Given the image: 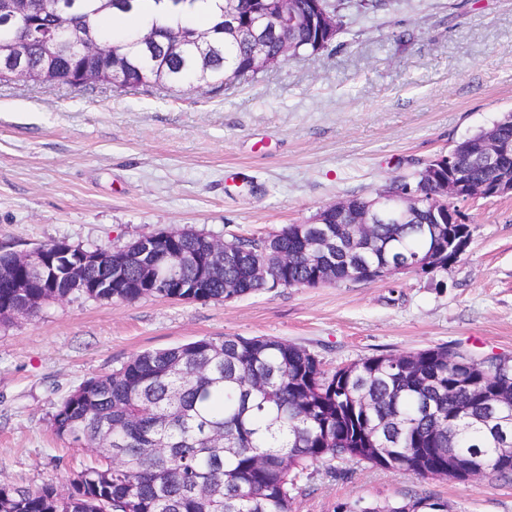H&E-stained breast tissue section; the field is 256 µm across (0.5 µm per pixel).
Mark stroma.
<instances>
[{"mask_svg":"<svg viewBox=\"0 0 512 512\" xmlns=\"http://www.w3.org/2000/svg\"><path fill=\"white\" fill-rule=\"evenodd\" d=\"M336 47L226 91L0 84V250L63 240L119 249L191 228L219 240L301 224L341 198L415 181L512 112V0H348ZM448 270L275 288L231 301L73 295L0 322V480L66 484L93 449L51 418L86 380L203 337H276L331 372L436 347L512 359V195L462 203ZM429 493L448 512H512V481L418 480L333 460L297 479L293 512H360Z\"/></svg>","mask_w":512,"mask_h":512,"instance_id":"1","label":"stroma"}]
</instances>
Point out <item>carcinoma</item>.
Returning <instances> with one entry per match:
<instances>
[{
	"mask_svg": "<svg viewBox=\"0 0 512 512\" xmlns=\"http://www.w3.org/2000/svg\"><path fill=\"white\" fill-rule=\"evenodd\" d=\"M139 2L58 0L55 11L45 12L39 0H27L29 70L52 72L58 85H81L84 69L110 74L117 68L123 79L116 88H175L192 79L224 89L256 76L248 40L224 35L227 11L245 25L252 12L272 14L279 7L276 0H224L207 28L217 51L204 66L193 43L198 28L181 21L197 0H155L159 17L146 28L156 36L151 46L135 33L124 41L105 38L101 20L134 13ZM295 2L300 13L315 17L287 31L294 57L305 58L328 48L343 25L336 21V36H328L323 12L337 15L330 0ZM14 26L9 13L0 14V83L12 80L6 49ZM178 27L184 47L170 54L165 36ZM58 29L75 39L90 31L109 49L95 57L79 50L57 54L50 42ZM460 229L442 225L436 244L422 224H373L366 228L372 247L359 251L344 224H289L266 242L231 240L238 255L224 264V273L212 276L209 242L193 229L173 230L157 239L154 257L161 263L166 255L185 253L193 260L179 269L176 283L154 285L152 296L206 302L313 286L325 282L324 266L338 282L369 267L382 276L433 248L438 267L446 270L458 260L451 242ZM324 233L336 238V249L322 259L307 255L309 241ZM125 248V277L135 281V241ZM97 254V265L74 262L67 270V279H80L87 288H26L21 296L1 280L0 319L18 309L32 317L43 304L74 293L122 302L143 298L140 288L92 287L111 271V250L99 248ZM257 264L266 265V276L253 274ZM491 399L502 408L492 411ZM51 426L58 437L96 449L94 463L65 488L49 482L27 490L0 481V512H292L299 474L326 459L380 466L367 448L390 449L389 469L416 479L469 480L447 470L453 453L477 459L484 477L512 481V461L496 452L512 447V369L480 365L438 347L372 356L328 374L306 349L277 338L205 337L145 351L85 381L63 400ZM431 499L411 496L361 512H425Z\"/></svg>",
	"mask_w": 512,
	"mask_h": 512,
	"instance_id": "cac0c4a2",
	"label": "carcinoma"
}]
</instances>
